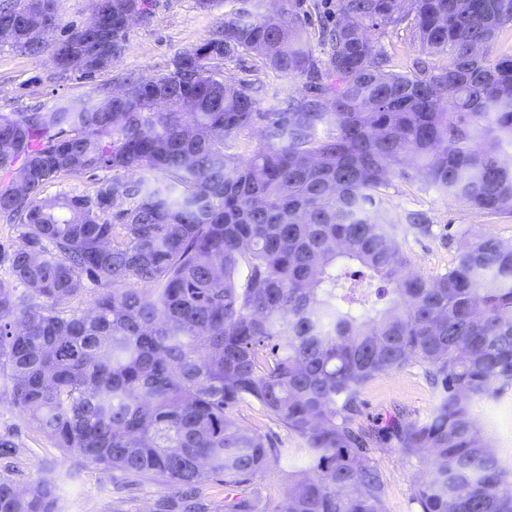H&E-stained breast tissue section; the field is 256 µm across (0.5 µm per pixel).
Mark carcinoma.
Returning <instances> with one entry per match:
<instances>
[{"mask_svg": "<svg viewBox=\"0 0 512 512\" xmlns=\"http://www.w3.org/2000/svg\"><path fill=\"white\" fill-rule=\"evenodd\" d=\"M58 0H0V29L26 55L59 28ZM103 45L54 41L62 72L118 61L128 12L149 0H93ZM409 26L433 69L394 71L372 30ZM512 0H337L314 57L291 8L240 9L151 80L130 76L88 100L0 113V218L23 228L0 280V377L30 429L137 482L201 491L246 486L288 449L241 423L254 401L301 440L316 478L288 473L283 504L260 495L227 512H387L374 458L395 442L420 478L417 512H512V465L491 450L482 404L512 393V246L486 236L425 277L382 207L406 161L442 195L512 212V55L486 49ZM243 52L310 78L311 96L261 112L257 90L224 78ZM264 122L247 159L232 134ZM112 177L82 194L44 188ZM376 280L382 307L346 288ZM29 304L20 308L13 283ZM104 283L92 305L71 302ZM411 364L438 392L432 413L357 422L363 387ZM28 449L0 435V456ZM55 481L21 489L0 474V512H56Z\"/></svg>", "mask_w": 512, "mask_h": 512, "instance_id": "1", "label": "carcinoma"}]
</instances>
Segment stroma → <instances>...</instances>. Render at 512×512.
<instances>
[{
	"mask_svg": "<svg viewBox=\"0 0 512 512\" xmlns=\"http://www.w3.org/2000/svg\"><path fill=\"white\" fill-rule=\"evenodd\" d=\"M246 0H223L210 10H201L196 0H150L149 15L133 24L128 32L122 58L108 72L87 79L77 72H60L50 53L29 56L0 46V113L27 112L49 105L58 98L81 99L95 95L98 87H119L128 73L150 78L168 73L177 54L201 44L226 12L246 7ZM380 45L391 57L397 71L415 70L417 61L445 63L442 55L424 57L405 29L387 28ZM225 77L260 84L261 109L286 106L288 101L308 92L306 77L291 78L270 69L255 54L243 53L224 65ZM384 205L400 218L398 234L403 250L410 256L414 271L424 276L444 272L454 261L463 238L477 241L490 235L512 245V215H487L450 200L429 188L419 178H393L383 195ZM423 212L431 224L429 234L413 230L407 221L412 212ZM360 420L368 425L383 424L394 410L414 418H425L437 402L422 367L377 376L362 390ZM480 420L488 432L494 452L503 461H512V398L504 397L483 405ZM15 434L31 453L12 474L22 487L45 475L57 479L58 512H155L158 500L173 501L174 512L185 503L161 483L129 485L125 475L82 462L53 448L50 441L29 429L24 416L9 395H0V434ZM388 484L387 512H414L410 499L417 475L394 444L375 453ZM310 474L304 460L289 458L277 470L257 475L252 485L240 488L243 496L260 491L272 501H281L288 486V471Z\"/></svg>",
	"mask_w": 512,
	"mask_h": 512,
	"instance_id": "35a3bbf8",
	"label": "stroma"
}]
</instances>
